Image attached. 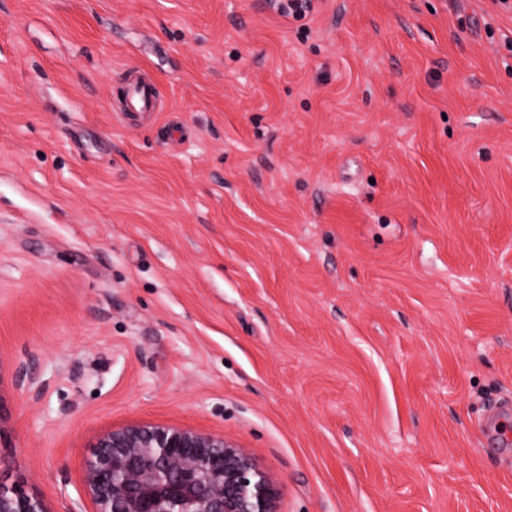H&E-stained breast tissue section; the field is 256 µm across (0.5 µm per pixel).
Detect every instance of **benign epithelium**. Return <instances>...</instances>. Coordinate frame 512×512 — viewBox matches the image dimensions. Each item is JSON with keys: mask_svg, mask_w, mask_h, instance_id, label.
<instances>
[{"mask_svg": "<svg viewBox=\"0 0 512 512\" xmlns=\"http://www.w3.org/2000/svg\"><path fill=\"white\" fill-rule=\"evenodd\" d=\"M84 487L97 512H277V493L250 452L224 436L134 422L100 433ZM0 512H48L0 480Z\"/></svg>", "mask_w": 512, "mask_h": 512, "instance_id": "benign-epithelium-1", "label": "benign epithelium"}]
</instances>
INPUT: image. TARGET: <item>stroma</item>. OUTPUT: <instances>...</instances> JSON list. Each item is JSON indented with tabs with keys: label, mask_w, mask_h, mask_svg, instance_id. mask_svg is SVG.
<instances>
[{
	"label": "stroma",
	"mask_w": 512,
	"mask_h": 512,
	"mask_svg": "<svg viewBox=\"0 0 512 512\" xmlns=\"http://www.w3.org/2000/svg\"><path fill=\"white\" fill-rule=\"evenodd\" d=\"M315 5L0 0V479L49 512L136 421L278 512H512V4ZM130 106L138 112H155L158 94L154 86L147 82L131 84L128 87Z\"/></svg>",
	"instance_id": "obj_1"
}]
</instances>
